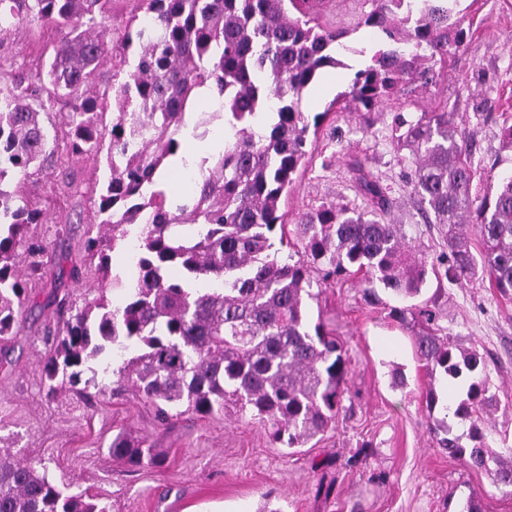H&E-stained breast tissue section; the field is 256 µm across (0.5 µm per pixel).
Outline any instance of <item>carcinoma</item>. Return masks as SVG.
I'll list each match as a JSON object with an SVG mask.
<instances>
[{
  "label": "carcinoma",
  "instance_id": "obj_1",
  "mask_svg": "<svg viewBox=\"0 0 512 512\" xmlns=\"http://www.w3.org/2000/svg\"><path fill=\"white\" fill-rule=\"evenodd\" d=\"M112 0H0V29L19 22L53 32V54L37 75L0 63V339L14 335L26 312L29 284L43 278L41 241L28 235L43 211L22 194L30 169L56 156L66 141L64 185L74 183L80 159L106 150L109 175L92 194L103 234L86 240L98 256L106 288H123L112 306L103 294L75 309L63 327L43 330L50 344L42 381L53 394L96 383L94 362L112 349L130 354L118 382L151 404L168 423L180 407L202 417L230 410L261 425L281 448H302L336 424L350 372L343 347L322 322L310 324L306 300L311 272L364 273L399 301L420 295L428 258L386 219L392 202L380 184L353 166L371 210L326 203L297 225L303 250L279 260L273 235L284 242L288 195L306 155L309 123L303 93L328 68L345 67L354 36L368 30L387 41L355 73L346 96L366 110L404 88L437 83L435 65L456 55L466 37L460 0H358L349 26L321 20L315 0H132L122 37L108 48ZM152 25L144 27L142 19ZM112 51V85L95 83ZM212 91L219 112H197L198 90ZM112 110V126L105 123ZM52 116L45 126L40 116ZM224 118V152L198 163L194 194L175 202L161 172L182 147L185 130ZM393 140L414 168L407 184L425 204L430 224L448 231L440 264L449 282L488 279L512 295V175L488 178L472 193L476 171L465 133L448 109L415 120L398 113ZM477 236L474 253L464 228ZM134 243L123 275H111L106 249ZM29 258L16 274L18 249ZM401 321L426 304L393 308ZM416 354L431 374L466 385L465 397L428 411L444 417L432 428L448 456L512 487V452L491 451L483 413L493 406L489 359L430 332L415 337ZM87 372L92 373L83 379ZM469 422L453 433V422ZM111 458L157 467L163 458L147 440L121 432ZM0 512H110L86 490L55 484L43 464L22 463L0 448Z\"/></svg>",
  "mask_w": 512,
  "mask_h": 512
}]
</instances>
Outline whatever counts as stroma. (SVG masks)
<instances>
[{
	"mask_svg": "<svg viewBox=\"0 0 512 512\" xmlns=\"http://www.w3.org/2000/svg\"><path fill=\"white\" fill-rule=\"evenodd\" d=\"M464 48L442 66L439 83L370 111L340 98L354 74L378 49V37L359 34L357 53L343 68L328 70L310 86L303 109L321 115L315 135L282 208L288 224L328 202L364 209L349 168L362 161L386 188L389 218L408 242L437 259L441 228L424 223L405 180L411 163L392 145V116L448 109L472 150L482 191L488 175L512 172V149L502 141L512 124V0H474ZM53 36L28 24L0 31V56L34 71L53 50ZM95 207L86 193H70L62 208L47 212L38 234L47 245L46 273L60 254H79L95 234ZM308 304L310 322H323L343 344L350 362L336 426L305 447L272 445L263 428L235 413L202 418L183 414L160 424L153 407L108 376V390L92 400L77 392L48 394L40 380L49 348L39 331L55 320L54 308L26 312L0 364V441L21 461H42L61 485L73 484L112 505V512H464L476 497L481 512H512V489L494 485L485 472L440 451L427 432L428 390L446 396L442 378H430L414 339L424 325L391 314L396 301L379 292L366 303L357 275L320 281ZM438 318L434 334L491 357L488 383L496 406L485 420L500 435L494 453L512 447V295L487 282L428 278L421 294ZM130 431L159 448L160 467L131 468L107 455L118 432Z\"/></svg>",
	"mask_w": 512,
	"mask_h": 512,
	"instance_id": "1",
	"label": "stroma"
}]
</instances>
